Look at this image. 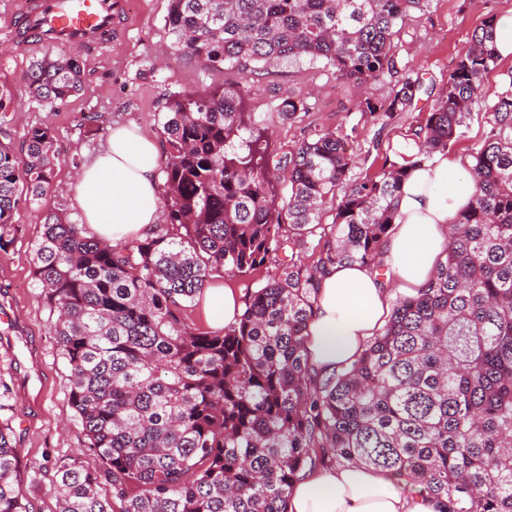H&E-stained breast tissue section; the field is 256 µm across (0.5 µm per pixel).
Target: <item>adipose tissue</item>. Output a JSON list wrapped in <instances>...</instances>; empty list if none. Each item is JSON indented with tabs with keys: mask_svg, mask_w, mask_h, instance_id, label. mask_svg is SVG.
Returning <instances> with one entry per match:
<instances>
[{
	"mask_svg": "<svg viewBox=\"0 0 512 512\" xmlns=\"http://www.w3.org/2000/svg\"><path fill=\"white\" fill-rule=\"evenodd\" d=\"M160 147L142 133L113 129L106 151L84 165L76 199L95 236L117 245L141 237L158 220ZM474 184L462 157L436 153L401 188L398 219L384 246V263L403 286H424L444 260L450 226L472 199ZM208 324L235 322L239 294L221 286L202 292ZM387 281L358 265L331 267L322 279L308 326L306 349L313 373L327 375L351 363L373 336L388 307ZM287 512H439L433 499L395 490L386 473L349 465L302 473L288 494Z\"/></svg>",
	"mask_w": 512,
	"mask_h": 512,
	"instance_id": "1",
	"label": "adipose tissue"
}]
</instances>
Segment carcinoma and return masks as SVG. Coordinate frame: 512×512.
Segmentation results:
<instances>
[{
    "instance_id": "obj_1",
    "label": "carcinoma",
    "mask_w": 512,
    "mask_h": 512,
    "mask_svg": "<svg viewBox=\"0 0 512 512\" xmlns=\"http://www.w3.org/2000/svg\"><path fill=\"white\" fill-rule=\"evenodd\" d=\"M428 2L170 0L164 27L203 67L227 62L248 74L308 59L360 89L394 78L391 98L358 101L383 124L412 111L422 91L395 40ZM494 23L487 16L458 53L402 164L386 156L377 174L349 183L355 159L334 132L277 159L243 90L186 91L169 99L164 123L167 223L112 247L47 214L34 277L71 367L70 405L101 463L56 464L59 512H114L116 501L120 512H286L300 474L327 462L409 475L408 491L441 512H512V89L489 107L472 201L428 284L397 298L356 359L317 384L305 349L327 270L383 266L404 181L485 104L483 79L500 61ZM22 82L56 109L81 91L82 70L74 56H43ZM24 147L20 161L0 142V247L21 198L38 201L51 185L48 129H29ZM315 238L316 261L304 270L282 261L235 323L200 332L185 320L213 274H251ZM28 471L0 424V512H30Z\"/></svg>"
}]
</instances>
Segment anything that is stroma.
<instances>
[{"label":"stroma","mask_w":512,"mask_h":512,"mask_svg":"<svg viewBox=\"0 0 512 512\" xmlns=\"http://www.w3.org/2000/svg\"><path fill=\"white\" fill-rule=\"evenodd\" d=\"M126 2L121 39L92 53L65 44L24 47L0 31V89L11 93L0 142L23 155L26 132L42 127L51 132L56 150L52 189L42 200L20 203L18 230L0 246V384L6 388L0 421L12 428L24 462L36 471L27 493L30 512H57L56 463L76 458L89 468L98 465L68 404L70 367L50 331L51 312L33 274L34 245L47 212L83 221L69 189L73 159L93 160L119 126L141 129L165 143L166 102L173 93L242 88L246 111L265 127L278 156L333 131L356 158L351 180H361L379 170L384 155H395L411 140L431 107L433 89L443 87L458 50L486 15L512 8V0H476L469 6L463 0H429L424 9L412 11L402 25L398 53L419 73L426 92L413 111L395 114L381 126L357 112L350 85L324 61L250 74L227 65L207 69L176 52L164 27L169 0ZM46 54L79 55L83 69L81 92L54 110L30 97L20 82L32 62ZM289 98L304 99L307 111L284 117L281 104Z\"/></svg>","instance_id":"35a3bbf8"}]
</instances>
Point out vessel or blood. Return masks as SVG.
<instances>
[{
	"label": "vessel or blood",
	"instance_id": "b4317fda",
	"mask_svg": "<svg viewBox=\"0 0 512 512\" xmlns=\"http://www.w3.org/2000/svg\"><path fill=\"white\" fill-rule=\"evenodd\" d=\"M123 0H34L31 8L11 13L10 32L25 30V44H45L53 40L85 49L111 34Z\"/></svg>",
	"mask_w": 512,
	"mask_h": 512
}]
</instances>
